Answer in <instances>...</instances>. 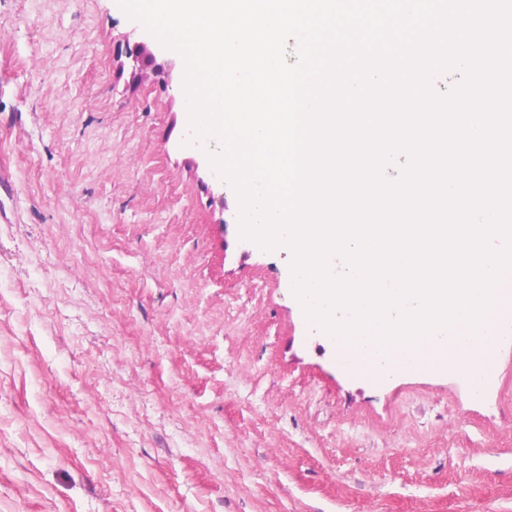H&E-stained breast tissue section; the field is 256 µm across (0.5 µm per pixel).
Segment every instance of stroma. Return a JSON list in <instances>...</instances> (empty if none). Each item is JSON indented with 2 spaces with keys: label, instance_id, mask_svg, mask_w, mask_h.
Here are the masks:
<instances>
[{
  "label": "stroma",
  "instance_id": "obj_1",
  "mask_svg": "<svg viewBox=\"0 0 512 512\" xmlns=\"http://www.w3.org/2000/svg\"><path fill=\"white\" fill-rule=\"evenodd\" d=\"M117 0H0V512H512V311L480 386L361 377Z\"/></svg>",
  "mask_w": 512,
  "mask_h": 512
}]
</instances>
